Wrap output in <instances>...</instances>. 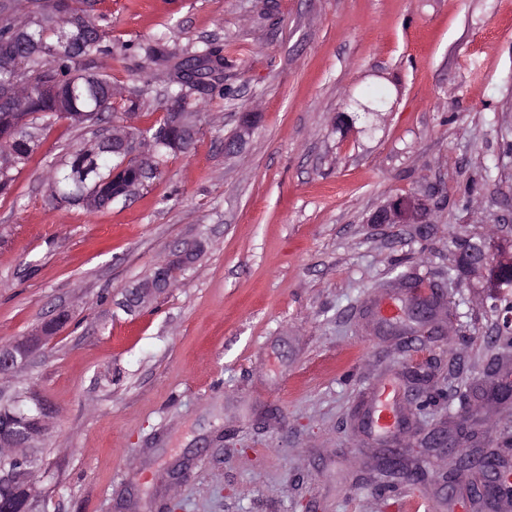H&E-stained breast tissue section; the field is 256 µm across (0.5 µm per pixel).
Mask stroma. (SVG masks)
<instances>
[{
    "label": "stroma",
    "instance_id": "stroma-1",
    "mask_svg": "<svg viewBox=\"0 0 512 512\" xmlns=\"http://www.w3.org/2000/svg\"><path fill=\"white\" fill-rule=\"evenodd\" d=\"M114 83L134 48L231 45L235 99L206 97L189 150L130 200L88 211L50 198L51 164L93 128L60 121L0 195V342L67 321L11 382L54 405L39 512H461L444 439L481 420L512 455V403L485 399L512 346L487 282L452 279L458 244L512 250V0H100ZM373 131L338 128L368 89ZM251 118L244 150L224 141ZM426 224H373L395 199ZM190 252L141 311L124 291ZM416 281L428 325L375 316ZM392 383L409 427L357 415ZM421 480H386L384 458Z\"/></svg>",
    "mask_w": 512,
    "mask_h": 512
}]
</instances>
